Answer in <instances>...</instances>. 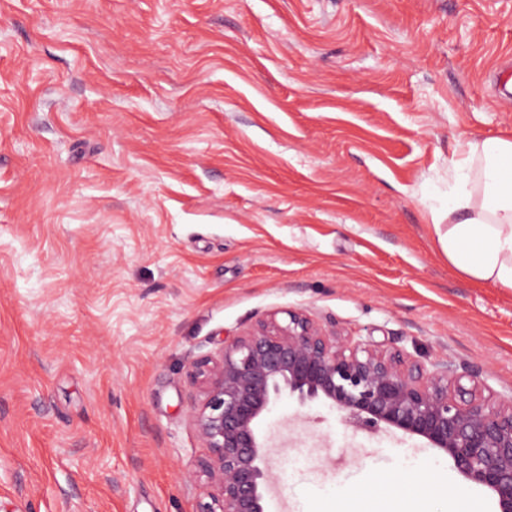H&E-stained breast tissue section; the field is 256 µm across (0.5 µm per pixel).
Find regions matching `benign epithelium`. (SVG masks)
Segmentation results:
<instances>
[{"instance_id": "7a95c632", "label": "benign epithelium", "mask_w": 512, "mask_h": 512, "mask_svg": "<svg viewBox=\"0 0 512 512\" xmlns=\"http://www.w3.org/2000/svg\"><path fill=\"white\" fill-rule=\"evenodd\" d=\"M237 336L187 369L199 399L190 410L208 454L198 461L208 501L198 512H265L276 481L268 445L257 431L282 395L322 400L346 424L370 432L394 429L448 455L467 482L486 489L496 512H512V398L491 401L479 374L448 364L427 368L398 350L362 347L290 311ZM473 382L458 397L460 380Z\"/></svg>"}]
</instances>
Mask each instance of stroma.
<instances>
[{
  "instance_id": "stroma-1",
  "label": "stroma",
  "mask_w": 512,
  "mask_h": 512,
  "mask_svg": "<svg viewBox=\"0 0 512 512\" xmlns=\"http://www.w3.org/2000/svg\"><path fill=\"white\" fill-rule=\"evenodd\" d=\"M512 0H0V512H197L186 370L302 310L512 397V291L437 242L512 138ZM268 512L486 491L282 396Z\"/></svg>"
}]
</instances>
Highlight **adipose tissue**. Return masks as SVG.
<instances>
[{"label": "adipose tissue", "mask_w": 512, "mask_h": 512, "mask_svg": "<svg viewBox=\"0 0 512 512\" xmlns=\"http://www.w3.org/2000/svg\"><path fill=\"white\" fill-rule=\"evenodd\" d=\"M451 167L440 249L462 277L512 290V139L465 142Z\"/></svg>", "instance_id": "adipose-tissue-1"}]
</instances>
